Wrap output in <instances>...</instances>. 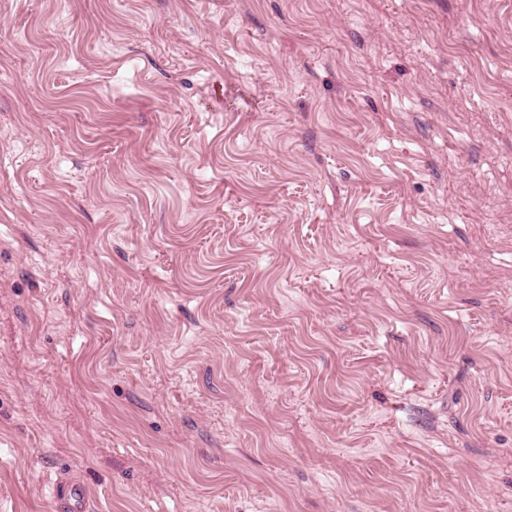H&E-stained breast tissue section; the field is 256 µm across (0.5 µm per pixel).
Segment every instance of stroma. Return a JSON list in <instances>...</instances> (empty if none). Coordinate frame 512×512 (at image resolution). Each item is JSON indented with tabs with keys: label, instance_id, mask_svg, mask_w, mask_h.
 I'll return each instance as SVG.
<instances>
[{
	"label": "stroma",
	"instance_id": "35a3bbf8",
	"mask_svg": "<svg viewBox=\"0 0 512 512\" xmlns=\"http://www.w3.org/2000/svg\"><path fill=\"white\" fill-rule=\"evenodd\" d=\"M512 512V0H0V512ZM54 496L60 510L66 512H83L87 509L86 490L72 478H60L56 483Z\"/></svg>",
	"mask_w": 512,
	"mask_h": 512
}]
</instances>
